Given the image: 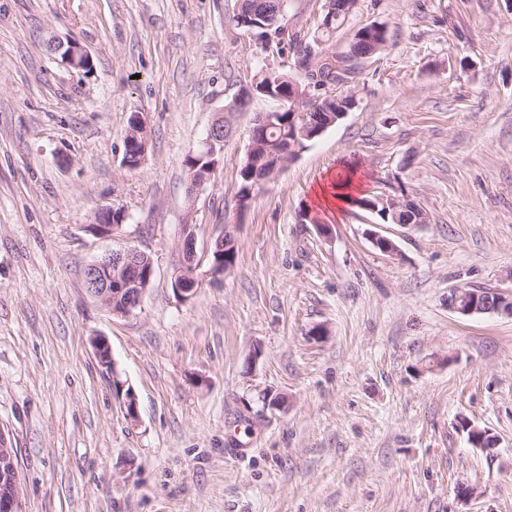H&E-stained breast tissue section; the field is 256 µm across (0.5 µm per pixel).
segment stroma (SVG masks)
Here are the masks:
<instances>
[{
	"label": "stroma",
	"instance_id": "1",
	"mask_svg": "<svg viewBox=\"0 0 512 512\" xmlns=\"http://www.w3.org/2000/svg\"><path fill=\"white\" fill-rule=\"evenodd\" d=\"M236 9L0 0V432L26 512H512V319L448 307L453 288L512 291V0H356L333 46L379 21L388 49L361 61L345 118L244 208L250 130L278 103L226 107L262 66L295 67ZM53 35L92 70L50 54ZM220 111L232 133L191 204L185 160ZM136 112L150 139L130 170ZM347 168L356 196L406 193L425 223L322 201ZM113 206L126 225L98 235ZM189 220L201 249L236 225L238 256L184 301L171 283ZM131 247L154 275L121 318L84 271ZM465 420L497 446L472 447ZM48 51L53 55H58L68 66L88 71L93 68L92 56L83 49L78 43L67 40L61 41L52 38L47 43ZM82 56V64L78 65V56ZM132 117V116H131ZM131 117L128 122V129L131 124ZM132 122L137 128H140L142 138L138 137L137 132L133 134L130 132L125 136L124 139V163L123 165L128 169H135L143 162L146 152L148 149V138L146 135V121L141 113H134Z\"/></svg>",
	"mask_w": 512,
	"mask_h": 512
}]
</instances>
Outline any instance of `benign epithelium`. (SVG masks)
Segmentation results:
<instances>
[{"label": "benign epithelium", "instance_id": "benign-epithelium-1", "mask_svg": "<svg viewBox=\"0 0 512 512\" xmlns=\"http://www.w3.org/2000/svg\"><path fill=\"white\" fill-rule=\"evenodd\" d=\"M48 51L58 55L65 64L88 71L93 68L92 56L78 43L69 40L61 41L52 38L47 43ZM280 113L261 112L257 114L251 132L247 157L262 147L261 135L270 127L274 126ZM132 122L141 129L143 137L136 133H128L124 139V166L128 169H135L143 162L148 149V138L146 134V121L142 114L136 113ZM328 125L303 124L294 127L285 149L293 151L297 148L300 139L310 140L320 136ZM224 146V118L217 117L209 126L207 136L202 142L199 153L211 161L210 173H216L219 160L217 147ZM115 209L105 208L98 212L99 222L95 225L96 230L103 235H115L122 231L125 218L115 221L112 219ZM190 224L184 225V233L181 246L180 267L174 276L173 289L176 295L186 301L190 299L197 288L201 287L204 277L215 280L224 276L232 264L227 259L220 258L223 250L222 244L231 241L236 242V225L226 224L224 230L210 243L204 253L199 257L197 252V241L195 234L187 233ZM208 260V269L200 273L203 260ZM154 275L152 259L137 248H128L114 251L103 258L90 264L84 273V282L87 292L101 305L106 307L112 314L129 318L140 309L146 289H131V286L143 280L150 283ZM448 307L455 313L470 317L480 314H495L512 318V294L505 295L495 293V299L486 300L472 289L454 288L448 294ZM463 428L467 431L469 443L476 448L488 447L487 437L489 433L478 427L465 424ZM16 449L5 442L3 433L0 432V476L6 477L17 472ZM0 512H25V502L21 488L18 486L10 490L0 492Z\"/></svg>", "mask_w": 512, "mask_h": 512}]
</instances>
